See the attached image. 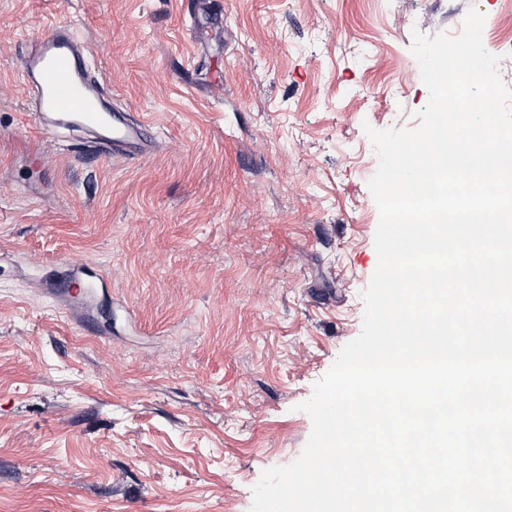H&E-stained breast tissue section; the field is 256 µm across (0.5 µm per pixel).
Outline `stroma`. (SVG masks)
I'll list each match as a JSON object with an SVG mask.
<instances>
[{
  "label": "stroma",
  "instance_id": "stroma-1",
  "mask_svg": "<svg viewBox=\"0 0 512 512\" xmlns=\"http://www.w3.org/2000/svg\"><path fill=\"white\" fill-rule=\"evenodd\" d=\"M503 4L0 0V512H249L361 332L365 129L429 103L412 33ZM66 18L151 125L142 159L28 123L22 51Z\"/></svg>",
  "mask_w": 512,
  "mask_h": 512
}]
</instances>
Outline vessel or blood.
Here are the masks:
<instances>
[{"instance_id":"obj_1","label":"vessel or blood","mask_w":512,"mask_h":512,"mask_svg":"<svg viewBox=\"0 0 512 512\" xmlns=\"http://www.w3.org/2000/svg\"><path fill=\"white\" fill-rule=\"evenodd\" d=\"M29 92L27 119L46 129L57 124L85 130L104 154L136 161L149 151L150 126L113 108L99 82L88 74L86 48L65 20L49 30L22 57Z\"/></svg>"}]
</instances>
